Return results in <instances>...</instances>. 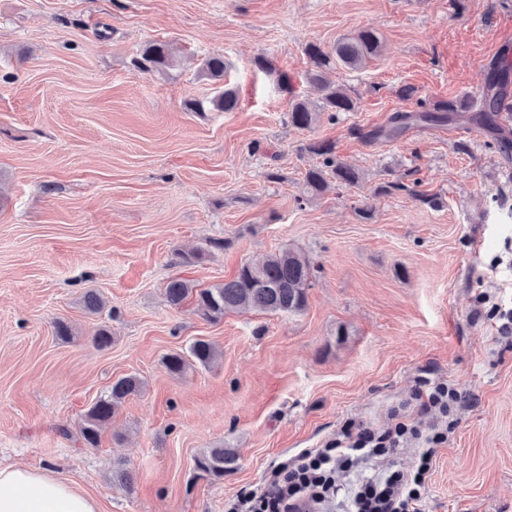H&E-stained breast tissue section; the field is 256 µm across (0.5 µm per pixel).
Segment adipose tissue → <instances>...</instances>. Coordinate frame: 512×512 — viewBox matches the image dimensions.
<instances>
[{
	"label": "adipose tissue",
	"instance_id": "obj_1",
	"mask_svg": "<svg viewBox=\"0 0 512 512\" xmlns=\"http://www.w3.org/2000/svg\"><path fill=\"white\" fill-rule=\"evenodd\" d=\"M0 512H100L99 501L49 470L0 467Z\"/></svg>",
	"mask_w": 512,
	"mask_h": 512
}]
</instances>
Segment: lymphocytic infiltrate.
Listing matches in <instances>:
<instances>
[{
	"label": "lymphocytic infiltrate",
	"instance_id": "lymphocytic-infiltrate-1",
	"mask_svg": "<svg viewBox=\"0 0 512 512\" xmlns=\"http://www.w3.org/2000/svg\"><path fill=\"white\" fill-rule=\"evenodd\" d=\"M411 398L420 417L431 418L429 430L400 408L380 428L346 421L335 438L323 447L302 450L273 470L263 487L225 504V512H319L341 490L339 471L404 448L417 451L412 467L365 478L353 496L352 512H423L436 450L458 427L457 411L469 395L457 385L421 379Z\"/></svg>",
	"mask_w": 512,
	"mask_h": 512
}]
</instances>
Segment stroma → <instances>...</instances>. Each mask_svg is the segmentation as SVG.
I'll list each match as a JSON object with an SVG mask.
<instances>
[{"mask_svg":"<svg viewBox=\"0 0 512 512\" xmlns=\"http://www.w3.org/2000/svg\"><path fill=\"white\" fill-rule=\"evenodd\" d=\"M508 23L512 0H0V465L49 469L101 512H224L346 419L384 424L426 374L473 401L438 451L425 512H512V346L473 314L489 288L512 303V131L462 118L360 137L413 110L404 88L474 96L512 58ZM364 26L380 55L328 72L355 111L289 126L291 97H321L306 45ZM149 40L175 49L168 73L132 67ZM211 55L228 64L234 111L186 107L216 91L199 71ZM317 140L358 186L304 199ZM411 177L429 203L377 191ZM288 247L317 267L301 313L213 322L165 298L171 278L208 288ZM195 250L200 262L180 261ZM89 290L102 312L84 309ZM199 339L217 359L171 374L165 357ZM129 374L141 391L83 446L85 412ZM220 446L236 469L201 475L196 456ZM121 465L134 492L112 482Z\"/></svg>","mask_w":512,"mask_h":512,"instance_id":"1","label":"stroma"}]
</instances>
